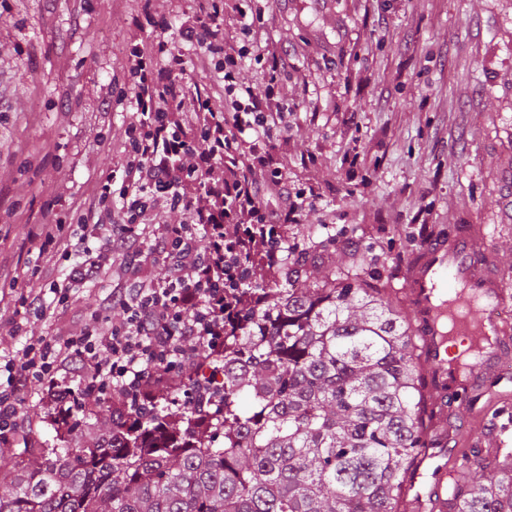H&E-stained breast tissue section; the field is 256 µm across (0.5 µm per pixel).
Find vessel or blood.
Segmentation results:
<instances>
[{
  "instance_id": "vessel-or-blood-1",
  "label": "vessel or blood",
  "mask_w": 512,
  "mask_h": 512,
  "mask_svg": "<svg viewBox=\"0 0 512 512\" xmlns=\"http://www.w3.org/2000/svg\"><path fill=\"white\" fill-rule=\"evenodd\" d=\"M486 243L474 230L435 242L423 248L419 260L406 276L404 293L414 310L423 341L422 359L439 387L436 403L447 411L446 384L458 369L448 358V343L455 335L486 336L490 344L479 360L471 364L461 388H469L477 379L489 375L500 361L501 347L512 341V324L499 320L498 310L506 300V291L491 266L485 261ZM465 289L470 316L455 317L443 324L442 292L447 286ZM454 473L443 469L434 475L427 498H415L414 512H446L448 500L443 490Z\"/></svg>"
}]
</instances>
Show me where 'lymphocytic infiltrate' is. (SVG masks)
<instances>
[{"instance_id": "1", "label": "lymphocytic infiltrate", "mask_w": 512, "mask_h": 512, "mask_svg": "<svg viewBox=\"0 0 512 512\" xmlns=\"http://www.w3.org/2000/svg\"><path fill=\"white\" fill-rule=\"evenodd\" d=\"M255 0H199L176 36L168 23L130 45L129 85L123 98L134 111L125 130L119 168L122 183L94 184L78 223L105 231L98 249L66 234L65 222L48 213L30 235L40 253L75 259L56 297L46 302L30 288L34 273L0 259L18 317L7 335L26 336L20 370L0 391V445L25 437V393L53 394L60 366L81 373L83 385L122 410L167 381L190 372L203 348L224 344L235 324L245 286L275 274L289 248L288 220L299 207L288 179L266 150L285 124L279 81L289 52L257 46L254 60L267 75L260 89L241 87L246 58L237 36L224 26L226 12L245 18L244 33H257L263 13ZM220 74L204 91L186 90L187 69ZM281 199L267 210L265 193ZM180 211L177 224H157L155 210ZM152 267H145L144 252ZM111 276L97 308L99 323L77 336H27L23 318H44L65 305L74 285Z\"/></svg>"}]
</instances>
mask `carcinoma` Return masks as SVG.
Segmentation results:
<instances>
[{"label":"carcinoma","mask_w":512,"mask_h":512,"mask_svg":"<svg viewBox=\"0 0 512 512\" xmlns=\"http://www.w3.org/2000/svg\"><path fill=\"white\" fill-rule=\"evenodd\" d=\"M391 278L312 281L291 249L280 278L249 289L224 352L188 374L195 404L98 413L74 420L72 446L0 455V512H404L439 444L419 330ZM474 468L487 481L465 479ZM458 469L455 512H512V451L474 446Z\"/></svg>","instance_id":"1"}]
</instances>
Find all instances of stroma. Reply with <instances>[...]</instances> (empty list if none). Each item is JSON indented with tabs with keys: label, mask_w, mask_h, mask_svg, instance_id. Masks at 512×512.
<instances>
[{
	"label": "stroma",
	"mask_w": 512,
	"mask_h": 512,
	"mask_svg": "<svg viewBox=\"0 0 512 512\" xmlns=\"http://www.w3.org/2000/svg\"><path fill=\"white\" fill-rule=\"evenodd\" d=\"M140 0H0V255L36 267L29 231L47 211L71 220L118 161L132 116L100 101L123 87L124 50L150 35ZM261 39L291 51L280 88L286 124L274 152L291 192L316 195L288 236L319 274L364 257L361 275L405 270L451 224L487 237L512 289V0H270ZM330 239L336 250L314 252ZM108 282L74 285L68 309L29 333H73ZM39 442L63 447L54 402L28 396ZM417 483L474 445L512 449V347L457 414Z\"/></svg>",
	"instance_id": "1"
}]
</instances>
